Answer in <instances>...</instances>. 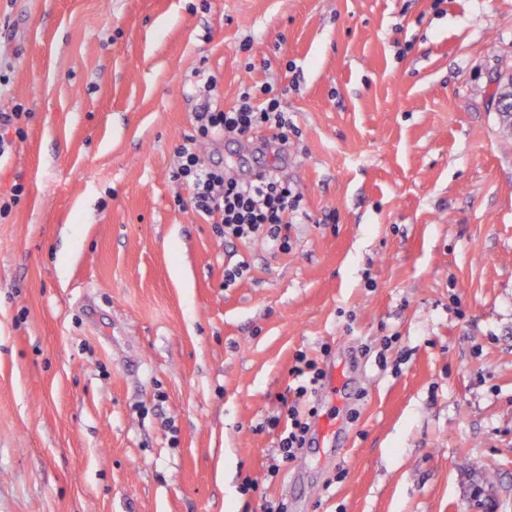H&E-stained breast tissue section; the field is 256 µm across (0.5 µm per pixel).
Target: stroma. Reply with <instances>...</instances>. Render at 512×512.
Segmentation results:
<instances>
[{"label":"stroma","instance_id":"stroma-1","mask_svg":"<svg viewBox=\"0 0 512 512\" xmlns=\"http://www.w3.org/2000/svg\"><path fill=\"white\" fill-rule=\"evenodd\" d=\"M199 67L282 93L201 155L300 188L287 250L175 203ZM0 73V512H512V0H0ZM27 116L28 113L23 112L21 104H14L10 110L0 108V159L12 148L13 136L17 139L23 138L24 129L20 123ZM290 374L297 382L294 388L297 400L304 398L308 393H316L325 378V372L318 363L303 354L296 356V364L290 369ZM314 413V406L309 407L307 411H301L297 402L288 408L284 415V429L277 442L278 453L276 457L271 458L268 473L277 475L282 466L288 465L297 458L308 438L311 429L310 421L314 418Z\"/></svg>","mask_w":512,"mask_h":512}]
</instances>
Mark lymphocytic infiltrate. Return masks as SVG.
Returning <instances> with one entry per match:
<instances>
[{
  "instance_id": "f902f5d3",
  "label": "lymphocytic infiltrate",
  "mask_w": 512,
  "mask_h": 512,
  "mask_svg": "<svg viewBox=\"0 0 512 512\" xmlns=\"http://www.w3.org/2000/svg\"><path fill=\"white\" fill-rule=\"evenodd\" d=\"M205 96L194 114L192 130L176 151L177 162L171 172L173 181L188 192L176 197L179 208H189L213 224L217 234L244 243L262 240L279 250H287L289 224L303 215V196L287 180L268 172L254 178H237L223 168L205 164L198 152L201 143L226 137H247L268 130L272 138L284 141L292 124L281 106L279 93L264 86L261 96L243 93L237 105L224 108L214 104L210 93L215 80L205 70L194 72ZM313 411L288 408L284 417H272L271 426L281 427L268 471L278 474L281 467L293 462L309 435Z\"/></svg>"
}]
</instances>
